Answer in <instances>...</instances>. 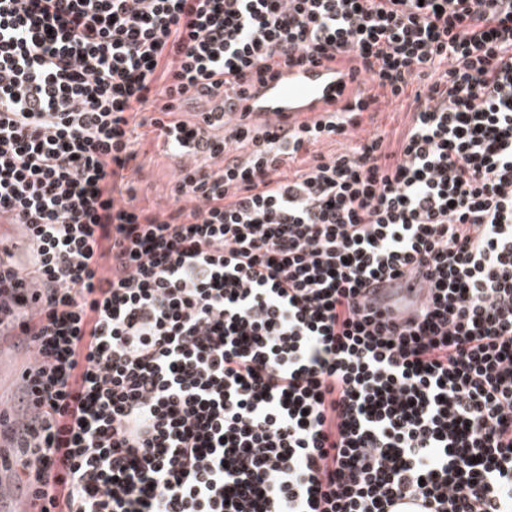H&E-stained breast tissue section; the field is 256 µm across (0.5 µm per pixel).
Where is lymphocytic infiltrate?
I'll return each mask as SVG.
<instances>
[{"instance_id": "1", "label": "lymphocytic infiltrate", "mask_w": 512, "mask_h": 512, "mask_svg": "<svg viewBox=\"0 0 512 512\" xmlns=\"http://www.w3.org/2000/svg\"><path fill=\"white\" fill-rule=\"evenodd\" d=\"M312 63L352 100L184 109ZM147 125L200 150L156 210ZM2 215L30 512H512V0H0ZM411 268L412 317L362 304ZM408 100L401 103H390L385 107L382 106V112L377 116L375 125L379 124L380 128L385 129L389 133V138L395 143L396 139L404 131L405 127L409 123L410 113L408 109ZM390 287V283L388 282H380L379 283V288H376L378 290V295L379 296H384L386 294H388L392 289H397L400 293V295H404L408 300L412 301L414 304L413 305H410L406 308H401L399 311L396 312V315L399 316V317H406L407 315H409V313L416 307V306H420L426 299V292H425V287L420 285V284H417V283H414V282H410L408 284V287L412 289V291H407V289L409 288H389ZM402 289V290H400Z\"/></svg>"}]
</instances>
